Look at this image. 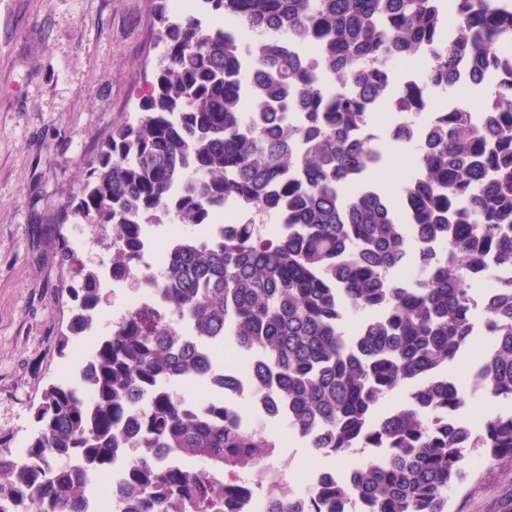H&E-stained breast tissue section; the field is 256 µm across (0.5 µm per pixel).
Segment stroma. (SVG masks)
I'll use <instances>...</instances> for the list:
<instances>
[{
    "instance_id": "obj_1",
    "label": "stroma",
    "mask_w": 512,
    "mask_h": 512,
    "mask_svg": "<svg viewBox=\"0 0 512 512\" xmlns=\"http://www.w3.org/2000/svg\"><path fill=\"white\" fill-rule=\"evenodd\" d=\"M156 0H0V445L26 447L37 430L35 410L46 388L75 370L77 349L93 347L112 329L124 298L104 289L92 329L69 345L61 335L75 310L64 290L69 266L55 241L76 243L85 267L110 260L85 239L86 225L64 220L88 165L133 117L159 56ZM483 346L473 336L451 368L465 400L463 419L479 426L490 405L473 394L469 373ZM270 435L289 467H341L342 462L287 437ZM512 495V469L485 465L449 494V512H493Z\"/></svg>"
}]
</instances>
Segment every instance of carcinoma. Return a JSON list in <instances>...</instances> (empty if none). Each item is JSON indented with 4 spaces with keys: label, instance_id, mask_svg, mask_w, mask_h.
Masks as SVG:
<instances>
[{
    "label": "carcinoma",
    "instance_id": "1",
    "mask_svg": "<svg viewBox=\"0 0 512 512\" xmlns=\"http://www.w3.org/2000/svg\"><path fill=\"white\" fill-rule=\"evenodd\" d=\"M158 0L163 45L134 120L112 130L70 213L112 226V266L139 257L145 224H206L232 207L249 216L211 243L190 234L163 282L172 314L196 344L153 309L131 312L89 352V397L52 384L20 453L0 448V512H85L89 476L126 457L112 494L125 512H233L242 475L277 447L224 414V396L192 411L161 389L206 376L201 348L256 350L254 384L288 425L323 433L317 451L392 449L351 484L330 483L264 512H319L363 499L373 512H448L449 491L480 457L512 466V413L490 411L476 438L448 422L463 406L448 366L470 345L479 309L494 337L478 377L489 401H512V279L476 300L471 271L486 254L512 266V0H199L171 13ZM227 18L203 28L197 13ZM427 60L396 83L392 61ZM492 83L481 107L433 106L464 71ZM396 113L389 142L414 151L417 171L392 201L368 175L384 161L377 107ZM268 211L276 227L249 228ZM445 247L433 257L428 245ZM68 324L93 323L101 289L70 241ZM423 264L410 283L399 270ZM357 315L347 334L345 314ZM408 388L400 407L383 399ZM195 461L168 467L159 451Z\"/></svg>",
    "mask_w": 512,
    "mask_h": 512
}]
</instances>
